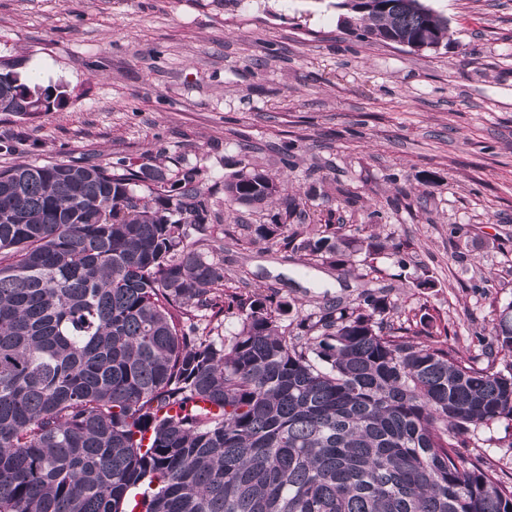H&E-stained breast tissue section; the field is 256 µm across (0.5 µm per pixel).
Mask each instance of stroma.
<instances>
[{
  "instance_id": "obj_1",
  "label": "stroma",
  "mask_w": 512,
  "mask_h": 512,
  "mask_svg": "<svg viewBox=\"0 0 512 512\" xmlns=\"http://www.w3.org/2000/svg\"><path fill=\"white\" fill-rule=\"evenodd\" d=\"M452 40L415 52L341 24V0H0V59L68 99L0 112V167L82 158L201 171L225 288L300 315L384 289L395 322L439 311L478 354L512 302V0H423ZM283 182L301 227L407 248L334 267L256 238L276 205L224 202V179ZM323 195L310 197L312 179ZM355 204H346L342 190Z\"/></svg>"
}]
</instances>
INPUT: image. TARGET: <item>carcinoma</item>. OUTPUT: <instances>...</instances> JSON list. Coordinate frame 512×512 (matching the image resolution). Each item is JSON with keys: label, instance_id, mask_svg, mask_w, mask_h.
I'll return each mask as SVG.
<instances>
[{"label": "carcinoma", "instance_id": "1", "mask_svg": "<svg viewBox=\"0 0 512 512\" xmlns=\"http://www.w3.org/2000/svg\"><path fill=\"white\" fill-rule=\"evenodd\" d=\"M348 24L448 45L421 0H372ZM54 91L1 72L0 112L27 111L29 92L49 111ZM280 193L255 170L224 180L230 203ZM209 219L195 168L0 167V512H512L495 462L457 451L512 422V363L493 356L512 354V302L484 360L439 340L428 312L394 326L380 291L291 334L290 302L223 290ZM285 227L275 215L255 233ZM294 249L345 266L386 243L327 224ZM199 316L239 328L204 336Z\"/></svg>", "mask_w": 512, "mask_h": 512}]
</instances>
